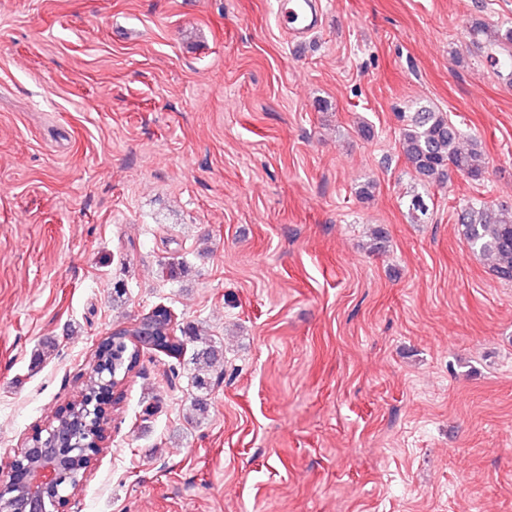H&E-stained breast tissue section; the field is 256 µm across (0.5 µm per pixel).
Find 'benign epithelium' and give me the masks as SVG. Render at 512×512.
Masks as SVG:
<instances>
[{
    "label": "benign epithelium",
    "mask_w": 512,
    "mask_h": 512,
    "mask_svg": "<svg viewBox=\"0 0 512 512\" xmlns=\"http://www.w3.org/2000/svg\"><path fill=\"white\" fill-rule=\"evenodd\" d=\"M122 384L104 380L88 419L57 426L51 420L35 428L23 447L0 456V493L17 491L13 512H71L106 443Z\"/></svg>",
    "instance_id": "7a95c632"
}]
</instances>
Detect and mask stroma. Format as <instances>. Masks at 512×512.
Segmentation results:
<instances>
[{
  "mask_svg": "<svg viewBox=\"0 0 512 512\" xmlns=\"http://www.w3.org/2000/svg\"><path fill=\"white\" fill-rule=\"evenodd\" d=\"M275 9L0 0V450L164 306L222 346L209 410L141 351L74 512H512V283L455 231L512 206V79L468 34L512 0H328L301 44ZM421 107L482 180L417 184Z\"/></svg>",
  "mask_w": 512,
  "mask_h": 512,
  "instance_id": "35a3bbf8",
  "label": "stroma"
}]
</instances>
